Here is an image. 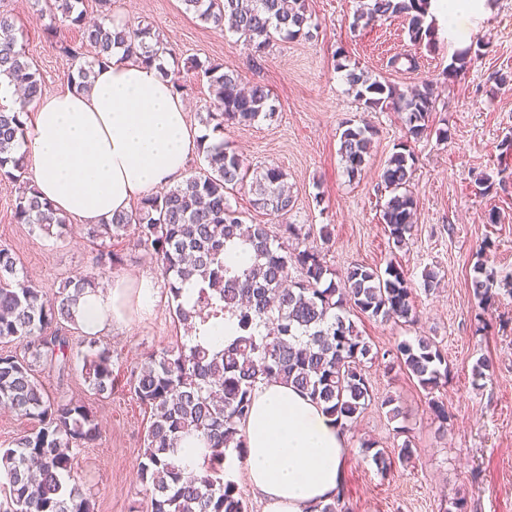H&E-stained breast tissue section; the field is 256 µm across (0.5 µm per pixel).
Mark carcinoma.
<instances>
[{"mask_svg": "<svg viewBox=\"0 0 512 512\" xmlns=\"http://www.w3.org/2000/svg\"><path fill=\"white\" fill-rule=\"evenodd\" d=\"M78 0H45L38 19L61 12L81 32V42L59 41V51L77 65L70 82L91 87L94 66L108 62L119 48L126 55L155 62L172 54L148 27L116 28L102 20L88 23L77 10ZM185 10L216 28L229 24L247 43L253 56L262 55L277 38L310 35L306 0H182ZM429 0H369L354 16L353 26L381 17L407 21L412 42L433 36L426 23ZM94 50L83 59L84 49ZM187 69L207 79L214 100L204 125L213 130L226 122L250 124L272 117L273 105L264 86L246 87L240 72L222 62L188 59ZM0 78L23 86L31 99L43 94L40 74L33 69L12 15L0 11ZM346 80L355 96L369 107L381 106L403 114L406 135L418 138L429 129L433 101L429 90L400 92L352 69ZM24 108H0V183L18 186L14 220L46 235L68 233L66 218L43 201L24 181L25 156L19 153L26 134ZM369 124L348 127L340 135L339 153L350 175L358 174L369 153ZM198 151L207 167L168 191L142 198L132 215H117L107 224L85 225L96 244L91 271L68 280L51 297L20 274L14 251L0 245V342L24 343L28 356L0 352V407L34 420V428L0 448V479L4 495L0 512H94V503L76 476V454L99 440L100 423L93 409L78 398L58 401L44 388L40 372L55 368L58 377L71 375L76 362L90 390L111 396L112 350L94 336L73 340L74 307L87 288L123 261L111 241L137 233L134 245L152 255L170 294L178 323L187 325L230 315L238 335L218 352L186 342L147 354L130 369L128 385L136 400L150 410L151 421L138 457L136 475L147 496L146 512H247L236 483L224 466L227 455L245 448L239 430L252 405V392L265 381H282L324 405L342 431H347L374 401L365 363L374 353L349 318L348 308L380 322H412V287L404 270L392 263L384 271L356 263L338 275L326 265L317 247L288 250L283 237L299 239L295 224H246L231 209L228 193L244 185L247 169L233 151L213 150L200 139ZM414 157L396 151L380 175L391 193L383 220L395 248L406 244L414 224L416 204L409 190ZM256 209L284 215L293 208L285 174L267 166L251 183ZM234 239L250 247L254 263L234 271L224 262V247ZM299 278H288L290 267ZM201 281L194 309L180 301V283ZM494 276L484 264L474 267L470 288L484 301ZM395 357L424 389L447 379L446 359L436 341L419 336L397 345ZM413 455L404 442L397 456L381 452L374 461L381 472Z\"/></svg>", "mask_w": 512, "mask_h": 512, "instance_id": "obj_1", "label": "carcinoma"}]
</instances>
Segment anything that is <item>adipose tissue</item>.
I'll return each mask as SVG.
<instances>
[{
  "mask_svg": "<svg viewBox=\"0 0 512 512\" xmlns=\"http://www.w3.org/2000/svg\"><path fill=\"white\" fill-rule=\"evenodd\" d=\"M457 44L471 22L489 15L488 0H430ZM20 146L34 185L62 216L101 224L128 213L148 191L183 180L199 134L186 104L157 63L112 53L94 69L90 89L66 88L27 102ZM155 279L115 278L80 295L74 316L102 336L152 315ZM243 471L264 512H311L341 490L348 453L344 433L322 406L292 386L258 384L240 425Z\"/></svg>",
  "mask_w": 512,
  "mask_h": 512,
  "instance_id": "obj_1",
  "label": "adipose tissue"
}]
</instances>
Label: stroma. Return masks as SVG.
<instances>
[{"instance_id":"stroma-1","label":"stroma","mask_w":512,"mask_h":512,"mask_svg":"<svg viewBox=\"0 0 512 512\" xmlns=\"http://www.w3.org/2000/svg\"><path fill=\"white\" fill-rule=\"evenodd\" d=\"M366 2L308 0L310 36L275 41L256 58L239 34L204 24L186 12L182 0H111V10L124 14L129 26L150 27L174 49L178 62L221 60L237 68L245 82L265 86L274 117L225 125L221 136L249 169L279 167L295 205L285 215L258 210L244 188L230 194L232 208L248 224L300 225L337 272L356 263L381 270L391 261L401 265L413 287L415 322L381 323L357 313L352 319L375 351L430 336L446 357L448 378L431 392L383 360L367 365L375 399L346 433L350 454L342 507L448 512L452 498L462 496L467 512H512V154L501 147L512 141V0H494L492 15L477 22L470 39L477 54L459 71L451 68L457 48L444 25L434 24L429 44L412 43L400 17L353 28L356 11ZM0 10L11 13L22 29L44 94L65 89L73 66L57 42L79 41L78 30L61 14L37 20L32 0H0ZM403 53L416 57L417 69L389 67V59ZM353 68L402 92L429 88L434 109L427 134L407 137L400 114L358 101L345 78ZM349 122L373 130L366 164L355 176L339 154L340 134ZM400 143L415 158L410 190L416 215L407 246L397 250L382 219L389 193L379 175ZM16 195L15 187L0 183V243L14 250L23 271L49 293L89 272L93 245L79 224L59 238L15 223ZM112 247L125 257L113 276L158 277L151 250L134 246L131 236L113 240ZM480 261L495 272L484 305L469 287ZM430 270L441 284L427 292L422 282ZM184 334L163 295L150 318L108 336L115 378L110 398L93 395L80 371L64 380L49 370L40 374L50 395L83 399L98 416L102 436L77 458L96 512H131L145 505L136 464L150 412L129 392L126 371ZM482 357L491 361L492 371L477 382L472 367ZM389 396L408 412L407 434H399L401 424L381 405ZM433 399L447 407V421L431 411ZM368 440L388 456L407 441L414 454L384 474L363 447Z\"/></svg>"}]
</instances>
